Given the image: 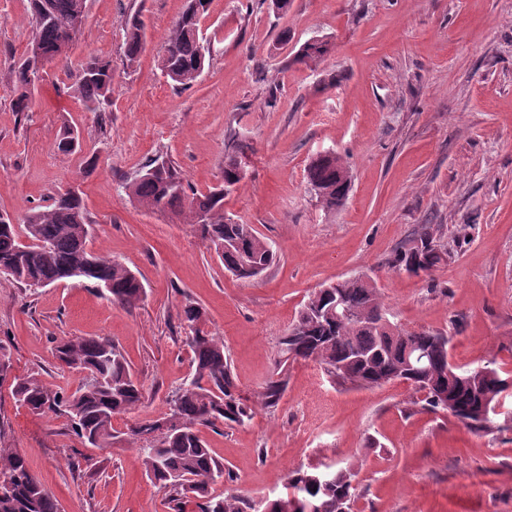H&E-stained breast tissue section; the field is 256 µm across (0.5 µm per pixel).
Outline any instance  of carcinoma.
<instances>
[{"instance_id": "cac0c4a2", "label": "carcinoma", "mask_w": 512, "mask_h": 512, "mask_svg": "<svg viewBox=\"0 0 512 512\" xmlns=\"http://www.w3.org/2000/svg\"><path fill=\"white\" fill-rule=\"evenodd\" d=\"M29 2L35 37L6 78L15 93L13 108L17 112L28 111L32 91L42 77L39 57L67 59L82 32L75 24L86 23L88 17V0ZM208 4L209 0H190L187 11L165 38L161 68L182 88L197 81L210 53V43L198 28V18ZM144 48L145 24L135 13L127 21L126 63L135 64ZM326 52L327 43L314 40L300 47L293 61L307 65L322 59ZM73 90L88 111H103L112 94V61L91 57L74 73ZM56 147L62 153L82 150L80 137L71 128L63 130ZM227 147L224 184L206 194L188 192L172 162L158 158L122 183V189L152 213H171L186 224L199 225L202 240L217 253L224 269L250 280L270 267L275 254L252 225L224 215L225 194L244 176L243 146L232 139ZM307 180L322 206L334 210L346 201L352 175L341 157L326 153L309 163ZM92 224L80 191L57 192L50 204L28 210L19 224L0 215V274L31 288L35 282L43 286L59 282L71 269L79 268V277L92 282L112 304L128 309L138 306L146 294L144 284L120 260L90 247ZM447 263L448 251L438 243L437 228L432 224L420 225L392 259L394 267L414 274H428ZM338 300L353 316H336ZM383 312L380 293L369 277L344 279L312 293L281 341L278 371L260 394L263 405L272 408L281 399L288 362L312 360L341 387L370 389L402 380L426 393L429 409L446 411L475 431L498 428L494 414L484 411L494 408L512 388V380L488 365L480 371L450 365V339L440 332L398 327L388 334L378 325L365 324ZM202 316V308L194 302L182 309V318L191 327L185 339L191 351V370L170 401V427L161 432L155 422L141 423L129 429L127 442L138 448L150 482L169 493L173 512H185L193 499L199 512H253L255 505L240 495L213 492V486L224 479V464L199 436L198 427L243 425L251 419L252 408L237 389L224 340L197 327ZM417 352L425 353L423 360L406 365L405 358ZM55 353L62 365L84 374L82 385L69 393L50 389L34 376L16 377V400L37 414L51 411L66 416L71 432L85 446L110 447L115 438L112 419L142 402L143 385L107 337L62 340ZM355 477L351 467L294 471L286 495L262 503L261 512H352ZM0 512H59L57 500L15 448H0Z\"/></svg>"}]
</instances>
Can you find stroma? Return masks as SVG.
I'll list each match as a JSON object with an SVG mask.
<instances>
[{
	"label": "stroma",
	"mask_w": 512,
	"mask_h": 512,
	"mask_svg": "<svg viewBox=\"0 0 512 512\" xmlns=\"http://www.w3.org/2000/svg\"><path fill=\"white\" fill-rule=\"evenodd\" d=\"M188 0H88L67 61L49 64L29 109L13 111L5 81L33 38L28 0H0V214L20 220L76 185L94 221L91 247L121 260L146 297L127 310L72 280L26 289L0 278V445L18 449L60 512H171L147 479L138 450L119 441L91 448L65 417L36 414L12 396L32 375L75 391L76 371L53 355L57 341L105 336L120 349L145 398L116 416L125 432L162 419L191 370L180 317L187 302L223 337L245 425L200 433L224 464L217 492L260 502L282 496L295 470L355 467L353 512H512V397L497 430L473 431L424 407V392L395 380L344 389L319 364L291 362L277 406L260 394L280 341L309 295L358 275L374 279L391 321L451 338V361L494 365L512 377V0H210L199 27L212 45L190 88L159 68L169 28ZM142 11L145 49L127 65L126 22ZM289 41H281V31ZM329 52L317 67L294 63L306 42ZM112 61L105 112L87 111L69 70L92 56ZM334 86H326L329 75ZM82 150L55 147L63 127ZM250 144L244 178L224 213L252 225L276 259L258 279L225 271L197 225L139 207L121 184L151 158L170 160L198 192L224 177L229 137ZM348 163L345 206L322 208L306 183L317 155ZM422 224L440 227L448 263L410 276L391 266Z\"/></svg>",
	"instance_id": "obj_1"
}]
</instances>
